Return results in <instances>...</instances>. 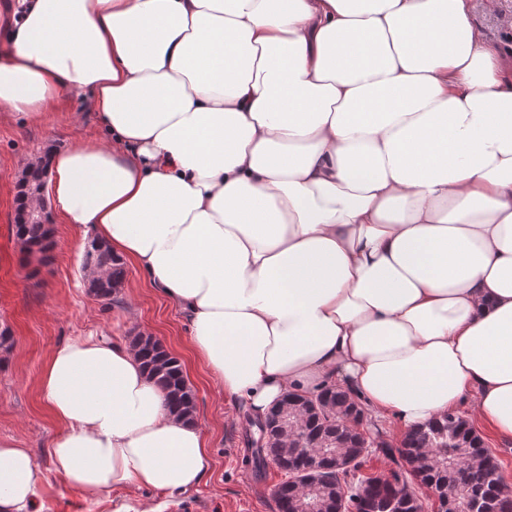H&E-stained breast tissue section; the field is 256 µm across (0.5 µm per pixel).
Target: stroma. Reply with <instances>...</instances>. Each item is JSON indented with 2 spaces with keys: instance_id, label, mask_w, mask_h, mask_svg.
Masks as SVG:
<instances>
[{
  "instance_id": "stroma-1",
  "label": "stroma",
  "mask_w": 512,
  "mask_h": 512,
  "mask_svg": "<svg viewBox=\"0 0 512 512\" xmlns=\"http://www.w3.org/2000/svg\"><path fill=\"white\" fill-rule=\"evenodd\" d=\"M474 21L511 63L512 0H501L492 17L475 8ZM97 135L86 97H63L56 114L43 123L0 120V330L10 332L0 344V437L32 449L44 469L46 483L38 501L42 512H117L124 504L136 512L154 506L161 512H278L274 489L285 475L271 463L258 477L246 464L251 416L242 404L225 402L216 380L197 365L177 307L141 284L132 269L115 302L93 296L81 271L80 244L88 235L72 225H56L47 259L22 253L12 234L16 182L27 164ZM91 333L124 343L138 334L152 336L180 360L212 458L196 487L171 494L120 488L92 502L54 472L47 449L57 425L39 396L40 371L56 343Z\"/></svg>"
}]
</instances>
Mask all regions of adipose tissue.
<instances>
[{"instance_id":"adipose-tissue-1","label":"adipose tissue","mask_w":512,"mask_h":512,"mask_svg":"<svg viewBox=\"0 0 512 512\" xmlns=\"http://www.w3.org/2000/svg\"><path fill=\"white\" fill-rule=\"evenodd\" d=\"M0 115L91 96L49 157L63 224L171 299L227 400L347 391L401 433L469 401L512 440V69L471 0H0ZM64 483L183 492L211 459L133 348L40 373ZM0 438V512H38Z\"/></svg>"}]
</instances>
